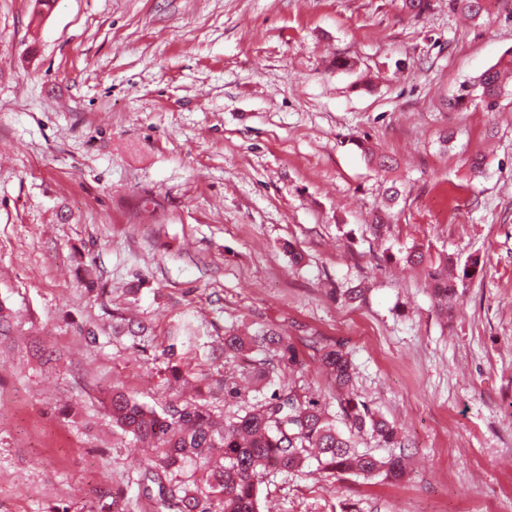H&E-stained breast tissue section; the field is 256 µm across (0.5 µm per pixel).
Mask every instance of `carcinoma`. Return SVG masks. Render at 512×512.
<instances>
[{
    "label": "carcinoma",
    "instance_id": "cac0c4a2",
    "mask_svg": "<svg viewBox=\"0 0 512 512\" xmlns=\"http://www.w3.org/2000/svg\"><path fill=\"white\" fill-rule=\"evenodd\" d=\"M511 67L512 56L491 66L448 105L460 107L475 93L487 111H494L504 92L503 71ZM400 196L395 184L384 189V208L377 209L370 224L376 238L389 229L384 209ZM482 272L478 257L461 267L446 255L430 264L437 312L448 316L458 285ZM111 331L143 342L152 335L148 324L119 316L112 319ZM191 339L187 324L172 334L164 369L170 399L162 410L123 390L109 392L113 429L132 437L150 456L136 479V497L120 505L102 491L87 512H137L143 498L155 512H263L262 485L270 471H300L313 460L333 477L406 475L403 457L385 459L358 447L365 436L395 446L400 433L357 395L354 364L343 345L317 350L320 369L334 385L335 393L328 398L302 380L304 353L274 328L224 330V364L247 363L241 377L233 371L215 380L207 374L192 375L177 352V344Z\"/></svg>",
    "mask_w": 512,
    "mask_h": 512
}]
</instances>
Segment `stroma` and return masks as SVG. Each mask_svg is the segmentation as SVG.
I'll list each match as a JSON object with an SVG mask.
<instances>
[{
    "label": "stroma",
    "instance_id": "1",
    "mask_svg": "<svg viewBox=\"0 0 512 512\" xmlns=\"http://www.w3.org/2000/svg\"><path fill=\"white\" fill-rule=\"evenodd\" d=\"M432 4L0 0V512L136 496L145 454L102 402L116 385L164 406L186 321L198 374L223 370L229 327L345 343L405 438L403 481L307 467L270 478L266 512H512V80L496 111L447 106L512 51V0L478 20ZM414 247L484 264L448 319ZM361 282L364 304L334 299ZM117 313L152 341L88 346Z\"/></svg>",
    "mask_w": 512,
    "mask_h": 512
}]
</instances>
